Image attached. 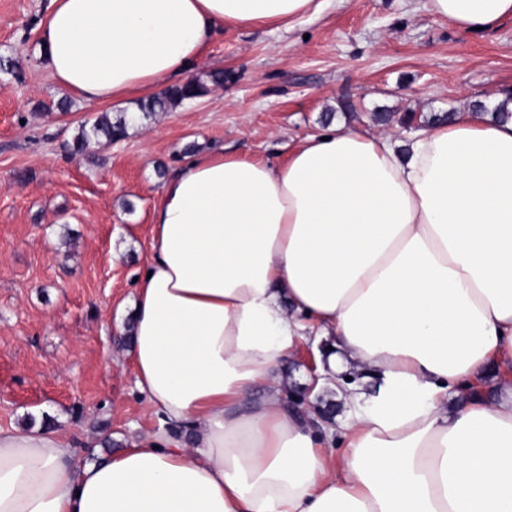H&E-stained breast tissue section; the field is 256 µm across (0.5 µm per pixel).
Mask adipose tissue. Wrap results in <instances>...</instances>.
<instances>
[{
    "label": "adipose tissue",
    "mask_w": 512,
    "mask_h": 512,
    "mask_svg": "<svg viewBox=\"0 0 512 512\" xmlns=\"http://www.w3.org/2000/svg\"><path fill=\"white\" fill-rule=\"evenodd\" d=\"M327 0H51L38 49L89 106L181 84L233 27ZM461 31L512 0H427ZM130 319L157 419L94 462L56 427L0 429V512H512V121L458 113L408 144L329 126L282 161L213 148L161 186ZM369 396L323 423L281 369ZM331 342V340H323L314 344L312 340L302 341L295 356L283 368V375L287 380L286 402L288 406L311 409L319 418L325 421H332L335 417L344 413L345 407L343 402L337 399V395L348 385L367 394L373 391V382L365 380L361 374L350 370H344L336 374V389L322 387L310 391L313 374L318 378V355L320 353L325 354V348ZM308 351L312 354L315 365L314 371L309 366ZM346 377H351V380H346ZM315 383L316 379H314L312 388Z\"/></svg>",
    "instance_id": "ef3b65f1"
}]
</instances>
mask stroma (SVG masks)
Returning a JSON list of instances; mask_svg holds the SVG:
<instances>
[{
    "label": "stroma",
    "mask_w": 512,
    "mask_h": 512,
    "mask_svg": "<svg viewBox=\"0 0 512 512\" xmlns=\"http://www.w3.org/2000/svg\"><path fill=\"white\" fill-rule=\"evenodd\" d=\"M49 0H0V428L42 420L76 440L100 433L121 446L131 428L156 425L135 386L121 331L149 255L161 173L193 151L285 159L329 120L408 138L425 116L470 110L512 88V17L466 33L425 0H330L323 15L291 30H225L193 77L203 96L149 118L137 102L112 107L128 134L64 146L100 107L63 95L36 52ZM224 74L212 83V72ZM356 109L346 112L344 101ZM411 112L412 126L401 118ZM302 342L283 368L286 402L325 421L344 413L339 390L369 393L361 374L339 372L313 388Z\"/></svg>",
    "instance_id": "1"
}]
</instances>
